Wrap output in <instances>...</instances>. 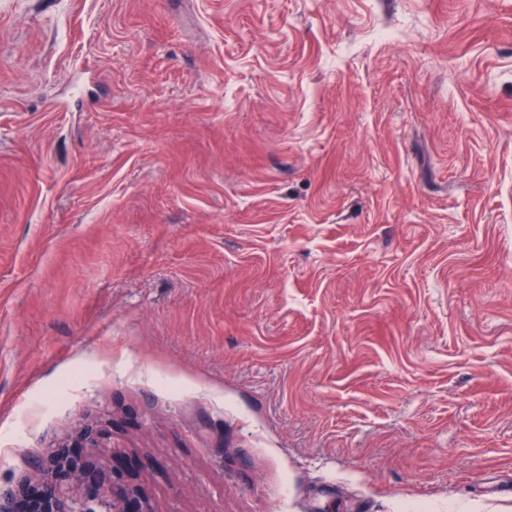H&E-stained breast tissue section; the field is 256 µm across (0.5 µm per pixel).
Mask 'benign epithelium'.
<instances>
[{
    "mask_svg": "<svg viewBox=\"0 0 512 512\" xmlns=\"http://www.w3.org/2000/svg\"><path fill=\"white\" fill-rule=\"evenodd\" d=\"M79 438L89 453L77 454L60 444L39 462L48 477L37 497H29L31 487L25 482L0 487V512H153L141 488L122 483L100 463L106 431L86 426Z\"/></svg>",
    "mask_w": 512,
    "mask_h": 512,
    "instance_id": "7a95c632",
    "label": "benign epithelium"
}]
</instances>
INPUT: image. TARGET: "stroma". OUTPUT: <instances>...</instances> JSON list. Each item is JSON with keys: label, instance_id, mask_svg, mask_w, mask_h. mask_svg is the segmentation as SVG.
I'll use <instances>...</instances> for the list:
<instances>
[{"label": "stroma", "instance_id": "1", "mask_svg": "<svg viewBox=\"0 0 512 512\" xmlns=\"http://www.w3.org/2000/svg\"><path fill=\"white\" fill-rule=\"evenodd\" d=\"M95 421L155 512H512V0H0V485Z\"/></svg>", "mask_w": 512, "mask_h": 512}]
</instances>
